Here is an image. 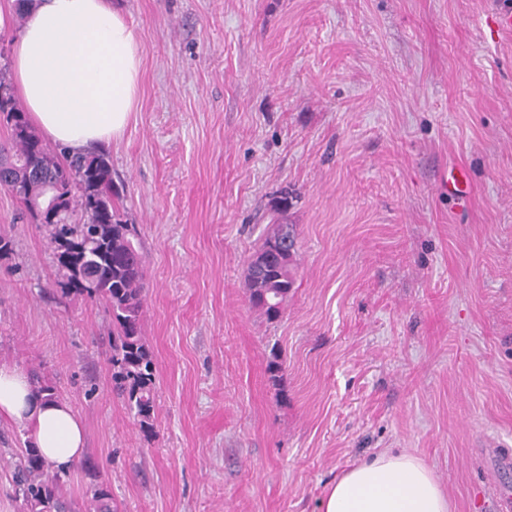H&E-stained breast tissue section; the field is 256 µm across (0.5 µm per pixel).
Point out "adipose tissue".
<instances>
[{
    "mask_svg": "<svg viewBox=\"0 0 512 512\" xmlns=\"http://www.w3.org/2000/svg\"><path fill=\"white\" fill-rule=\"evenodd\" d=\"M139 37L112 0H33L11 55L30 123L68 154L120 138L141 79ZM0 421L19 423L56 469L83 456L85 431L68 402L48 398L31 373L0 363ZM322 512H450L434 472L406 452L383 451L326 489Z\"/></svg>",
    "mask_w": 512,
    "mask_h": 512,
    "instance_id": "1",
    "label": "adipose tissue"
}]
</instances>
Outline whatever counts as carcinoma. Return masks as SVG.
<instances>
[{
    "mask_svg": "<svg viewBox=\"0 0 512 512\" xmlns=\"http://www.w3.org/2000/svg\"><path fill=\"white\" fill-rule=\"evenodd\" d=\"M0 118L10 129L8 146H0V169L7 172L3 187L26 201V181L40 171L59 183L69 196L62 224H49L56 263L55 286L60 296L102 301L112 315V380L139 419L142 430L152 428L157 367L142 336L146 282L144 257L134 243L136 227L120 218L112 206V167L102 150L67 157L45 143L30 126L14 96L0 102ZM285 225L277 224L250 256L247 281L251 303L270 319L278 318L294 287V246L284 247ZM16 496L29 512H71L64 494V477L43 460L32 445L12 458ZM86 512H112L104 482L85 491Z\"/></svg>",
    "mask_w": 512,
    "mask_h": 512,
    "instance_id": "1",
    "label": "carcinoma"
}]
</instances>
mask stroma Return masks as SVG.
I'll return each instance as SVG.
<instances>
[{"label": "stroma", "mask_w": 512, "mask_h": 512, "mask_svg": "<svg viewBox=\"0 0 512 512\" xmlns=\"http://www.w3.org/2000/svg\"><path fill=\"white\" fill-rule=\"evenodd\" d=\"M119 5L141 89L105 150L145 257L150 431L112 388L104 305L54 294L46 228L0 187V362L83 420L74 506L98 479L116 512H321L386 449L454 512L512 494V0ZM458 167L464 200L439 189ZM276 222L295 283L270 320L246 268ZM26 440L0 422V512H28L6 464Z\"/></svg>", "instance_id": "35a3bbf8"}]
</instances>
